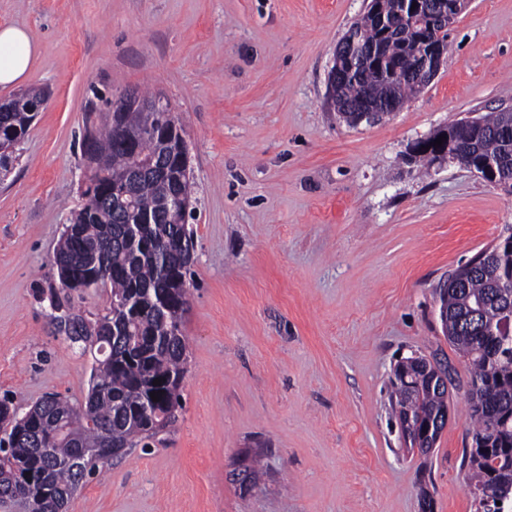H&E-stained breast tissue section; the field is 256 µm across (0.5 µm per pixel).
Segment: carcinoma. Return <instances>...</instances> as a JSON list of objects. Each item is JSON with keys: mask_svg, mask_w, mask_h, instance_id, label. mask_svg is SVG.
Instances as JSON below:
<instances>
[{"mask_svg": "<svg viewBox=\"0 0 512 512\" xmlns=\"http://www.w3.org/2000/svg\"><path fill=\"white\" fill-rule=\"evenodd\" d=\"M378 5L388 27H378L369 14L350 27L376 46V54L345 80L344 107L369 99L383 109L418 93L413 74L422 52L419 19L402 15L400 0H378ZM105 105L114 111L106 129L95 131L84 203L73 214V232L60 237L54 264L60 283L79 295L111 288L110 304L95 320L74 312L60 320L71 340L90 345L105 329L116 336L94 361L85 404L45 399L31 409V423L12 414L11 400L0 401L5 435L0 444L12 442L0 457V494L11 492L25 512H56L87 476L112 459H78L80 450L109 443L134 448L176 420L173 412L160 422L154 411L170 401L171 381L185 373L182 315L191 257L180 242L193 235L187 225L174 223L171 212L191 202V175L181 166L180 137L166 145L159 139L162 130L177 123L173 113L144 112L120 98ZM35 117L0 104L1 171L9 170L14 146ZM481 120L477 134L467 127L457 130L459 148L496 159L502 178L512 181V112ZM503 232L500 254L469 260L457 268V280L433 291L439 315L448 316L444 336L471 366L467 486L480 512H512V329L503 327L512 314V225ZM415 375L419 379L405 399L402 387L392 383L390 401L396 407L409 401L412 421L422 431L437 423L450 401L423 372ZM156 379L161 384H154ZM154 392L156 402L150 397ZM57 416L70 418L69 429L48 457L38 448L55 438Z\"/></svg>", "mask_w": 512, "mask_h": 512, "instance_id": "obj_1", "label": "carcinoma"}]
</instances>
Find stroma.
Listing matches in <instances>:
<instances>
[{
  "label": "stroma",
  "instance_id": "1",
  "mask_svg": "<svg viewBox=\"0 0 512 512\" xmlns=\"http://www.w3.org/2000/svg\"><path fill=\"white\" fill-rule=\"evenodd\" d=\"M369 0H0L47 95L0 174V398L83 403L93 358L55 318L52 256L83 202L103 102L157 95L186 140L194 256L177 421L86 479L66 512H477L468 366L432 291L512 224V196L415 142L512 105V0H472L433 81L375 123L328 75ZM452 369L426 454L391 415L393 369Z\"/></svg>",
  "mask_w": 512,
  "mask_h": 512
}]
</instances>
